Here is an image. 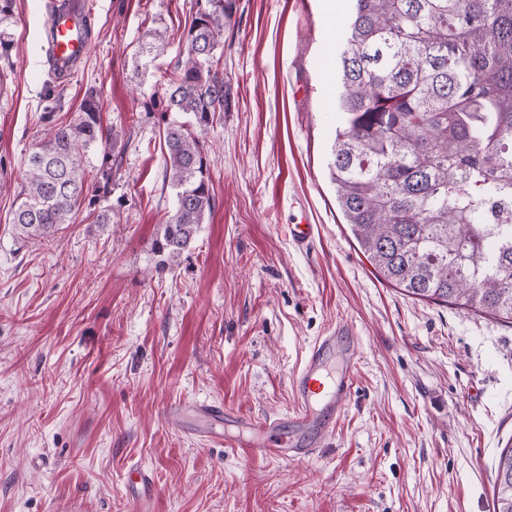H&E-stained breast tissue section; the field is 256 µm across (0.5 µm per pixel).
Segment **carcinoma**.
I'll list each match as a JSON object with an SVG mask.
<instances>
[{
	"label": "carcinoma",
	"mask_w": 512,
	"mask_h": 512,
	"mask_svg": "<svg viewBox=\"0 0 512 512\" xmlns=\"http://www.w3.org/2000/svg\"><path fill=\"white\" fill-rule=\"evenodd\" d=\"M15 0H0V59ZM237 0H194L186 36L161 83L172 209L157 267L179 264L214 205L200 134L224 111V28ZM340 126L331 178L346 223L377 273L407 295L512 321V0H353L337 62ZM118 134L98 98L44 130L26 161L12 224L48 243L90 207L112 223L109 189L88 180L83 151ZM495 512H512V445L502 449Z\"/></svg>",
	"instance_id": "cac0c4a2"
}]
</instances>
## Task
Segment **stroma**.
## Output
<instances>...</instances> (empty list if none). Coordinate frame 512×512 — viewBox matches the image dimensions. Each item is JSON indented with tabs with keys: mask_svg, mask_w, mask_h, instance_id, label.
<instances>
[{
	"mask_svg": "<svg viewBox=\"0 0 512 512\" xmlns=\"http://www.w3.org/2000/svg\"><path fill=\"white\" fill-rule=\"evenodd\" d=\"M95 2L92 50L67 80L45 63V0H16L0 60V512H493L512 324L406 296L346 224L328 164L350 5L238 0L224 110L201 135L215 205L160 272L152 242L173 199L159 83L193 0ZM91 93L129 139L112 222L81 214L51 243L22 241L10 217L26 157ZM302 221L305 251L288 236ZM340 321L358 338L354 388L312 456L201 440L198 403L288 415L293 376ZM170 406L196 435L165 423ZM136 463L155 481L142 504L124 488Z\"/></svg>",
	"mask_w": 512,
	"mask_h": 512,
	"instance_id": "obj_1",
	"label": "stroma"
}]
</instances>
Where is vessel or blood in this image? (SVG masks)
Returning a JSON list of instances; mask_svg holds the SVG:
<instances>
[{
	"instance_id": "vessel-or-blood-1",
	"label": "vessel or blood",
	"mask_w": 512,
	"mask_h": 512,
	"mask_svg": "<svg viewBox=\"0 0 512 512\" xmlns=\"http://www.w3.org/2000/svg\"><path fill=\"white\" fill-rule=\"evenodd\" d=\"M90 0H51L45 60L58 76L78 70L92 46ZM352 329L345 324L329 326L312 345L292 380L295 406L287 417H266L249 422L247 436L228 440L219 427L233 420V413L218 402L199 404L196 412L208 423L207 439L231 442L251 456L298 461L310 456L334 427L354 385L356 351ZM143 466L129 469L126 488L131 497L153 484Z\"/></svg>"
}]
</instances>
